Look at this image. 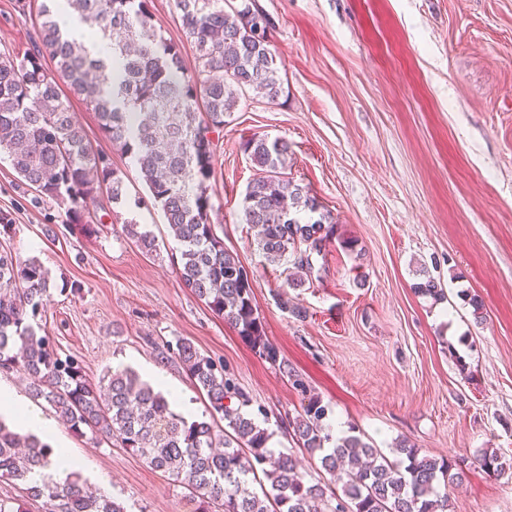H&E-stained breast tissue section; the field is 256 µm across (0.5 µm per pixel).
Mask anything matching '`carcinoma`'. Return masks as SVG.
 Wrapping results in <instances>:
<instances>
[{"label":"carcinoma","mask_w":512,"mask_h":512,"mask_svg":"<svg viewBox=\"0 0 512 512\" xmlns=\"http://www.w3.org/2000/svg\"><path fill=\"white\" fill-rule=\"evenodd\" d=\"M150 0H43L34 45L23 56L0 54V154L11 158L20 181L52 200L69 202L68 221L88 234L87 200L105 189L112 202L126 193L110 158L89 144L71 100L94 113L102 136L130 156L150 197L181 243L183 284L217 315L234 325L258 354L276 360L253 303L251 279L238 256L224 247L212 219V184L224 114L240 95L254 91L273 102L283 92L282 60L272 49L268 25L258 26L255 0H176L181 29L196 48L187 73L178 44L153 23ZM66 5L98 35L105 56H93L70 39L57 21ZM55 67L50 69L46 59ZM242 148L257 167L243 200V221L256 230L267 262L290 256L288 284L311 277L310 254L336 234L330 213L311 189L285 176L288 142L253 136ZM127 236L145 253L155 239L137 224ZM50 273L36 259L0 251V368L31 380L78 437L115 440L147 466L186 490L193 512H448L440 486H460L465 472L456 462L421 453L406 441L389 459L362 437H332L322 426L325 406L308 399L293 422L298 446L320 454L321 469L342 480L341 493L306 479L290 451L269 447L272 433L226 404L244 394L224 370L180 339L172 354L203 392L217 421L193 420L170 409L162 391L130 370L86 378L78 360L61 357L50 336L33 325L50 298ZM415 290L434 300L441 285L428 276ZM488 474L512 471V460L496 451L478 456ZM53 465L52 446L22 435L0 421V481H19L44 512H125L118 501L95 495L81 474L62 483H28V475ZM261 484L262 493L252 489Z\"/></svg>","instance_id":"obj_1"}]
</instances>
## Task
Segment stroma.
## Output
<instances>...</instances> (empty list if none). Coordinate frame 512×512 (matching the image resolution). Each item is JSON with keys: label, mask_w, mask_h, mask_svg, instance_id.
I'll return each mask as SVG.
<instances>
[{"label": "stroma", "mask_w": 512, "mask_h": 512, "mask_svg": "<svg viewBox=\"0 0 512 512\" xmlns=\"http://www.w3.org/2000/svg\"><path fill=\"white\" fill-rule=\"evenodd\" d=\"M256 3L272 22L283 92L272 103L246 93L225 114L212 202L225 248L253 275L276 360L184 286L181 246L164 214L81 103L76 117L123 178L124 201H88L98 231L85 234L65 204L21 183L2 154L0 211L14 222L0 247L49 270L39 322L89 381L124 368L147 381L156 370L193 419H209L208 400L167 350L185 339L223 364L248 399L246 413L272 432V448H295L290 424L314 395L332 435L352 430L385 452L406 439L461 462L465 479L449 489L448 512H512V478L474 463L485 448L512 458V0ZM39 5L0 0V53L31 48ZM150 5L193 69L176 0ZM254 135L288 142L286 174L336 222L301 288L287 284L288 261L268 264L242 220L256 167L241 144ZM130 221L155 236V252L127 237ZM346 238L357 251L342 248ZM426 274L446 300L415 292ZM56 441L82 463L88 485L127 512H191L181 486L118 443H94L63 424Z\"/></svg>", "instance_id": "1"}]
</instances>
